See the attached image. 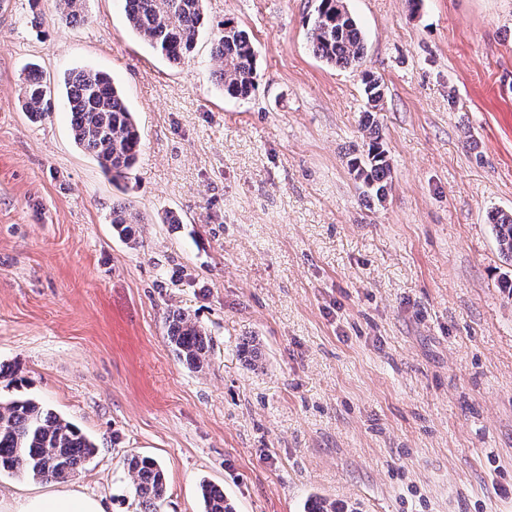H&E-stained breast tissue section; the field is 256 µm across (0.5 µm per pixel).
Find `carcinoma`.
Segmentation results:
<instances>
[{
	"label": "carcinoma",
	"mask_w": 512,
	"mask_h": 512,
	"mask_svg": "<svg viewBox=\"0 0 512 512\" xmlns=\"http://www.w3.org/2000/svg\"><path fill=\"white\" fill-rule=\"evenodd\" d=\"M69 21L86 19V0H55ZM316 0L309 18L307 38L316 57L340 69L362 65L365 55L363 31L349 12L336 16V3ZM205 0H124L127 23L155 53L180 64L193 52L205 21ZM213 76L224 94L238 100L250 98L257 89L256 54L249 34L226 21L213 33ZM367 99L362 152L350 160L364 194L383 201L391 188V166L372 112L384 97V86L373 72H362ZM75 142L92 154L105 173L117 180L125 177L141 152V136L119 88L109 74L79 71L65 82ZM51 87L36 71L24 78L21 105L34 118L49 110ZM500 253L512 258V214L492 215ZM143 218L127 203L112 205L110 224L125 239L132 225ZM167 339L178 361L200 369L210 352V339L191 316L181 310L168 313ZM96 452V445L77 427L61 419L40 402L17 397L0 402V472L23 474L36 480H59L75 473ZM124 465L140 512H159L166 494V478L153 458L130 454ZM204 512H234L224 491L204 482L201 485Z\"/></svg>",
	"instance_id": "1"
}]
</instances>
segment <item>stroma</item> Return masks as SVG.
I'll return each mask as SVG.
<instances>
[{
    "label": "stroma",
    "instance_id": "stroma-1",
    "mask_svg": "<svg viewBox=\"0 0 512 512\" xmlns=\"http://www.w3.org/2000/svg\"><path fill=\"white\" fill-rule=\"evenodd\" d=\"M380 76L385 200L348 167L364 143L362 69L316 58L314 0H206L184 63L131 32L121 0L70 23L41 0L0 14V400L35 399L97 446L73 481L139 512L127 455L166 475L160 512H512V0H345ZM246 29L258 88L225 97L212 29ZM55 89L33 120L21 79ZM108 73L142 136L112 181L74 142L64 78ZM145 221L135 241L114 202ZM177 223H167V215ZM211 338L180 364L168 311ZM260 352L247 365L239 350ZM143 218L127 203L112 204L110 224L125 239H131L133 228L130 224H143ZM492 220L500 253L512 258V214L496 211ZM201 496L204 512H234L232 503L224 497V491L210 484L203 482L201 485Z\"/></svg>",
    "mask_w": 512,
    "mask_h": 512
}]
</instances>
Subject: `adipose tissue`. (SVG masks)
Here are the masks:
<instances>
[{
    "instance_id": "1",
    "label": "adipose tissue",
    "mask_w": 512,
    "mask_h": 512,
    "mask_svg": "<svg viewBox=\"0 0 512 512\" xmlns=\"http://www.w3.org/2000/svg\"><path fill=\"white\" fill-rule=\"evenodd\" d=\"M0 512H106V507L103 498L68 483L22 493L0 492Z\"/></svg>"
}]
</instances>
